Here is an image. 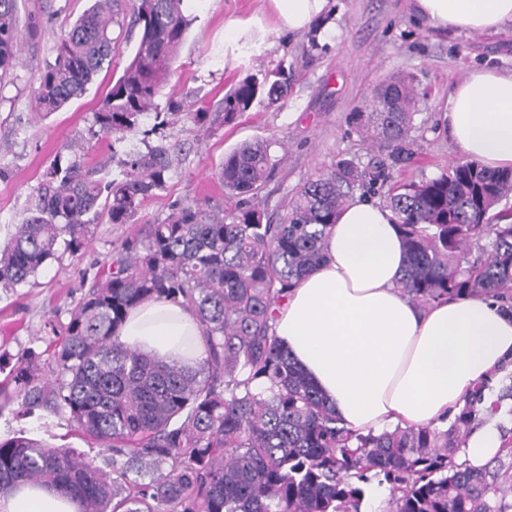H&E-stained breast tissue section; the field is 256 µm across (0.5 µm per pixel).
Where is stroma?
I'll return each instance as SVG.
<instances>
[{"mask_svg":"<svg viewBox=\"0 0 512 512\" xmlns=\"http://www.w3.org/2000/svg\"><path fill=\"white\" fill-rule=\"evenodd\" d=\"M135 2L124 0V13L113 28L111 69L101 71L83 97L40 117L34 110V91L54 61L67 26L93 0H21V21L36 18L39 28L23 38L19 63L0 81V250L32 206L33 190L50 162L57 157L65 163L72 160L71 142L83 143L92 155L108 154V139L94 133L93 114L112 78L133 56L138 34L128 24ZM184 11L191 25L166 91L185 117L159 128L153 116L143 117L119 146L121 152L140 153L159 145L173 147L166 187L128 223L104 220L93 225L83 255L59 252L27 285L0 288V386L18 355L29 349L44 352L61 339L71 310L128 232L161 222L177 205L198 202L227 211L238 205V198L226 194L217 178L225 155L235 147L268 144L274 167L256 202L276 217L305 181L337 161L367 167L377 148L349 125L348 117L378 84L410 76L418 92L411 131L418 153L391 176L396 181L435 178L464 160L442 125L453 84L476 68L512 71L511 24L493 33L442 31L418 19L410 0H329L313 35L278 32L269 0H184ZM236 22L244 32L238 50L228 53L224 40ZM314 40L319 43L315 50L310 47ZM280 65L290 70L292 87L278 104H254L232 123L214 124L205 134L189 120L198 108L215 109L240 80ZM16 411L13 405L0 410L1 438L21 432L75 449L110 470L111 452L88 443L68 412L39 410L24 418Z\"/></svg>","mask_w":512,"mask_h":512,"instance_id":"1","label":"stroma"}]
</instances>
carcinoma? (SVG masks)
Listing matches in <instances>:
<instances>
[{"mask_svg": "<svg viewBox=\"0 0 512 512\" xmlns=\"http://www.w3.org/2000/svg\"><path fill=\"white\" fill-rule=\"evenodd\" d=\"M182 5L137 0L134 55L94 113L114 144L148 113L181 116L178 102L167 100L163 113L157 100L189 26ZM121 11L122 0H95L67 27L35 92L37 112H58L81 98L112 64L110 27ZM22 38L18 0H0V80L18 64ZM289 88L282 67L244 78L221 100L224 123L258 99L280 102ZM414 98L406 77L376 87L365 110L350 116L379 151L371 169L338 161L308 179L275 223L255 205L226 213L196 203L126 236L51 355L25 351L9 373L11 388H0V402H14L24 414L67 411L80 433L112 450V473L20 434L0 440V497L38 484L78 498L82 512H361L359 483L373 471L391 485L389 512H512L511 468L455 461L480 422L487 384L445 430L397 426L356 435L337 425L275 334L273 306L323 261L329 228L354 184L385 182L389 168L412 158ZM68 150L74 160H53L29 215L0 252L3 288L28 283L61 244L81 256L100 215L127 223L171 170L165 146L128 153L122 177L112 180L104 158L84 160L81 144ZM271 167L267 144L245 143L225 157L218 179L229 194L253 197ZM511 194V168L488 171L475 161L419 184L391 185L388 206L407 254L399 293L425 307L512 290V222L501 215L494 224L490 216ZM470 243L481 251L474 261ZM160 297L195 315L206 352L198 368L156 361L120 340L127 314Z\"/></svg>", "mask_w": 512, "mask_h": 512, "instance_id": "obj_1", "label": "carcinoma"}]
</instances>
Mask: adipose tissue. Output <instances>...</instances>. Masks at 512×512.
Segmentation results:
<instances>
[{
  "mask_svg": "<svg viewBox=\"0 0 512 512\" xmlns=\"http://www.w3.org/2000/svg\"><path fill=\"white\" fill-rule=\"evenodd\" d=\"M328 0H270L277 26L308 28ZM425 24L491 32L512 24V0H412ZM448 136L469 159L512 167V72L475 69L455 83L444 114ZM406 254L386 205L350 200L330 228L323 262L289 289L275 332L337 418L359 434L441 425L450 411L512 360V312L489 297H451L420 308L396 291ZM123 342L197 368L205 347L181 303L151 299L124 321ZM502 440L493 425L469 437L459 457L480 468ZM0 512H80L77 501L32 484L0 498Z\"/></svg>",
  "mask_w": 512,
  "mask_h": 512,
  "instance_id": "1",
  "label": "adipose tissue"
}]
</instances>
